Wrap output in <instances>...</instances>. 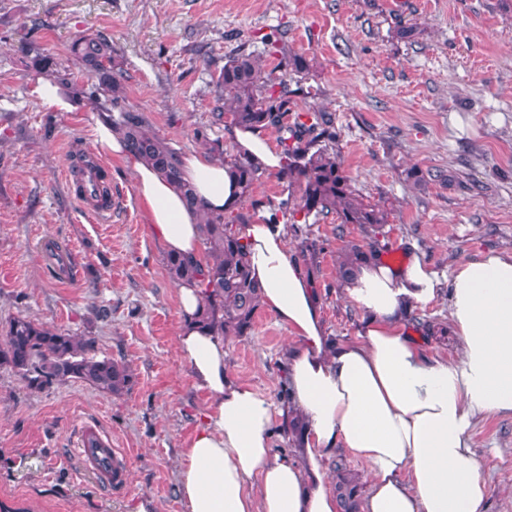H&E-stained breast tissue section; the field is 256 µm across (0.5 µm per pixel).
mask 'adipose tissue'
<instances>
[{"label": "adipose tissue", "mask_w": 512, "mask_h": 512, "mask_svg": "<svg viewBox=\"0 0 512 512\" xmlns=\"http://www.w3.org/2000/svg\"><path fill=\"white\" fill-rule=\"evenodd\" d=\"M228 136L267 171L280 169L268 134L233 127ZM130 165L149 232L165 252L198 256L201 228L181 192L151 166ZM184 174L212 212L239 205L229 167L197 155ZM240 236L262 305L296 339L284 358L286 395L276 401L229 379L223 337L195 320L199 288L180 285L178 355L208 399L180 462L187 512H339L324 466L339 450L372 474L362 512H486L470 433L478 417L512 416V256L463 259L445 283L414 253L398 265L369 259L343 284L363 328L332 344L286 226L262 214ZM443 290L463 345L456 360L426 350L411 323ZM294 415L306 425L295 456L273 454L275 419Z\"/></svg>", "instance_id": "ef3b65f1"}]
</instances>
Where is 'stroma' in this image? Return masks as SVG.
Instances as JSON below:
<instances>
[{"mask_svg":"<svg viewBox=\"0 0 512 512\" xmlns=\"http://www.w3.org/2000/svg\"><path fill=\"white\" fill-rule=\"evenodd\" d=\"M40 19L31 30V19ZM401 26L415 27L406 39ZM110 38L125 76L127 102L181 157L222 146L227 125L211 122L213 79L237 49L279 58L264 36L283 37L310 71L299 109L332 113L336 151L353 186L384 204L380 239L389 263L413 250L439 274L485 251L512 254V0H0V324L23 315L96 339L98 356L124 363L131 389L116 397L65 381L34 391L0 367V504L11 512H185L178 493L182 453L207 397L180 363L176 287L166 254L146 228L129 165L105 158L112 213L98 221L66 177L70 155L91 148L90 117L107 99L57 112L31 93L39 72L26 51L86 73L69 53L80 34ZM448 171L454 181L413 185L410 168ZM297 184L266 172L245 198L246 219L299 199ZM309 223L316 251L308 268L325 334L355 338L363 315L344 298L336 262L355 224ZM77 275L56 280L51 248ZM107 309L108 318L98 315ZM288 329L258 308L250 335L224 342L236 382L278 397ZM119 449L128 488L101 484L76 455L83 430ZM472 446L488 487L487 512H512V417L477 420Z\"/></svg>","mask_w":512,"mask_h":512,"instance_id":"35a3bbf8","label":"stroma"}]
</instances>
